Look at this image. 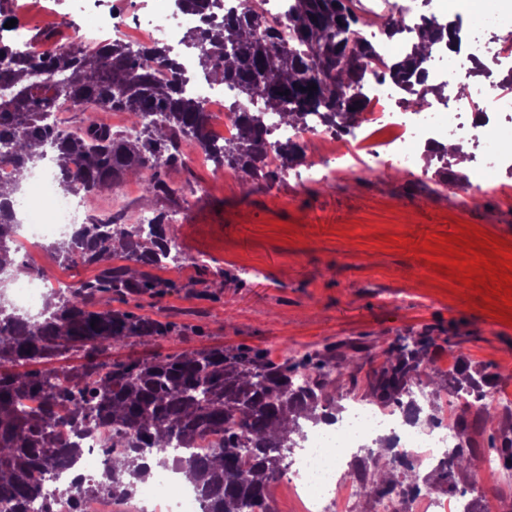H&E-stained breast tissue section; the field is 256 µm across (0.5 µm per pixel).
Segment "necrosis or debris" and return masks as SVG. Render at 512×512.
Listing matches in <instances>:
<instances>
[{
	"mask_svg": "<svg viewBox=\"0 0 512 512\" xmlns=\"http://www.w3.org/2000/svg\"><path fill=\"white\" fill-rule=\"evenodd\" d=\"M250 8L280 34L288 32L285 0H219L211 10L215 20L236 6ZM396 14L402 26L399 39L386 36L382 24L387 14ZM363 15L367 21L362 31L368 39L371 54L365 60L368 70L369 103L359 115L353 129L340 131L327 128L317 114H309L304 126L284 123L277 113L269 112L264 123L271 131L273 147L267 148L264 161L269 169L280 167L276 143H299L311 150L322 163L321 169H308V177L323 176L341 180L364 172L392 168L411 171L419 152L441 144L448 136L446 115L442 112H402L386 84L388 69L406 53L413 41L420 19L417 0H365ZM204 16L182 11L163 10L148 21L112 26L110 19L86 16L74 39L48 43L36 39L26 25L0 27V41L11 45L14 52L29 59H41L69 49L74 44L97 46L118 36L133 48L167 47L185 78L186 94L198 100L204 111L219 120L220 130L213 135L215 145L235 138L239 127L232 109L235 89L222 87L194 74L195 61L186 52L178 51L180 30L205 27ZM87 195L80 189V166L71 164L68 172L45 166L30 175L25 195L19 206L25 222L20 242L34 245L53 236L63 225L73 224L83 216ZM389 432L397 440L396 452L423 468L437 467L447 451L443 432H419L406 420L405 411L382 410L354 400L344 417L336 422L309 425L305 446L295 459L296 475L290 484L303 503L304 512H327L332 503L361 494L363 483L346 478L342 467L347 458L361 450L381 432ZM138 512H202L198 495L183 486L175 472L164 469L156 480L141 488L135 498ZM377 512H474L472 502L464 495L453 499L417 496H384L376 502Z\"/></svg>",
	"mask_w": 512,
	"mask_h": 512,
	"instance_id": "4bbe7bcc",
	"label": "necrosis or debris"
}]
</instances>
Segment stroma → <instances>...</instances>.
I'll use <instances>...</instances> for the list:
<instances>
[{
    "mask_svg": "<svg viewBox=\"0 0 512 512\" xmlns=\"http://www.w3.org/2000/svg\"><path fill=\"white\" fill-rule=\"evenodd\" d=\"M455 11L475 33L498 16L501 35L512 33L505 0H458ZM160 174L174 195L144 197L134 175L122 187L123 210L183 211L174 234L185 264L155 270L170 288L112 306L173 323L177 332L129 340L112 358L224 347L281 362L350 342L360 348L350 376L327 388L340 408L353 381L380 369L376 346L425 333L434 344L416 388L442 392L448 370L441 360L451 354L488 367L497 391L512 394V320L497 319L486 294L436 274L430 257L458 226L483 231L485 243L499 241L497 256L512 254V202L485 197L468 205L461 191L434 195L400 172L331 185L301 179L293 168L252 186L225 182L210 163ZM420 474L432 495L448 496L453 484L493 512H512V474L479 484L467 471H455L450 484L432 469Z\"/></svg>",
    "mask_w": 512,
    "mask_h": 512,
    "instance_id": "stroma-1",
    "label": "stroma"
}]
</instances>
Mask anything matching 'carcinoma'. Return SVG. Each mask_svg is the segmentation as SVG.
<instances>
[{
    "mask_svg": "<svg viewBox=\"0 0 512 512\" xmlns=\"http://www.w3.org/2000/svg\"><path fill=\"white\" fill-rule=\"evenodd\" d=\"M292 43L250 10L230 12L221 25L195 29L186 43L197 55L205 75L238 89L246 101L238 105V136L216 147L210 139L208 113L183 93L176 68L165 78L149 62L166 61V50L154 46L131 51L115 39L99 47L62 51L42 60H22L0 45L9 58L0 67V158L11 162L17 177L0 183V271L17 277L27 273L18 261L17 222L10 210L13 194L33 165L53 153L59 170L71 159L82 162V188L88 194L119 184L138 171H152L144 180L145 196L171 194L174 189L159 177L161 166L180 165L179 145L195 142L215 167L245 180H274L278 173L264 163L268 145L262 113H279L285 123L300 126L311 112L323 122L345 130L366 106L364 59L370 47L349 35L364 19L354 0H288ZM450 21H429L419 30L411 52L388 70L409 89V107H422L423 92L411 80L423 82V65L431 43L454 38ZM224 32L214 46L212 33ZM316 85L314 91L307 90ZM288 94H283V91ZM63 95L87 112L80 131L71 132L49 120L54 100ZM104 108L125 112L131 119L127 133L112 131L97 121ZM279 173L304 162L305 151L293 143L278 147ZM173 225L159 214L148 231L139 224H82L68 239L47 246L59 263L71 267L93 265L103 258H120L122 266H106L92 280L70 291L51 289L41 319L30 320L0 304V512H31L43 496L47 476L68 465L80 452L79 440L93 431H109L112 457L131 459L132 468L108 466L101 477L109 482V496L131 497L150 475L144 463L174 470L189 468L195 475L204 512H271L269 491L285 469L289 449L302 437L300 418L318 421L332 410L327 393L344 376L348 354L306 353L276 363L258 352L213 348L164 358L113 360L106 353L130 339H152L175 332L170 323L112 309V300L156 292L169 282L128 263L163 268L179 265L174 252ZM432 344L429 336H412L403 344L380 348L382 366L369 378L364 397L388 408L410 392ZM83 350L89 364L80 373L19 372L15 367ZM497 375L463 363L448 373L445 390L476 397L480 422L457 418L462 444L452 450L450 464L437 468L451 479L465 468L475 481H494L501 470L512 469V426L498 427L489 436L495 466L480 471L474 448L496 420L488 399ZM216 438L205 459L190 454L168 458L170 442L192 448L199 440ZM408 479L404 493L423 491L414 463L401 462ZM367 495L385 496L393 481L364 473ZM60 498L74 505L89 494H100L94 476L78 477L57 488Z\"/></svg>",
    "mask_w": 512,
    "mask_h": 512,
    "instance_id": "obj_1",
    "label": "carcinoma"
}]
</instances>
